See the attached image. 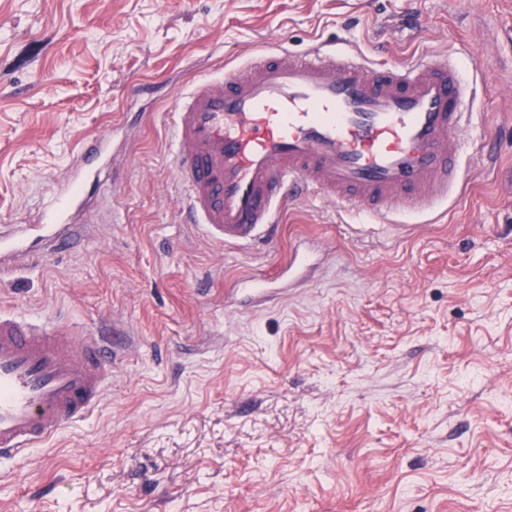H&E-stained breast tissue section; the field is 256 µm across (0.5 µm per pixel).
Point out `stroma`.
Listing matches in <instances>:
<instances>
[{"mask_svg":"<svg viewBox=\"0 0 512 512\" xmlns=\"http://www.w3.org/2000/svg\"><path fill=\"white\" fill-rule=\"evenodd\" d=\"M320 41L449 56L495 167L469 161L409 229L315 194L274 252L215 247L182 222L163 112L196 76ZM108 133L115 221L0 273V309L122 329L111 392L0 459V512H512V0H0V225ZM303 242L293 288L229 308Z\"/></svg>","mask_w":512,"mask_h":512,"instance_id":"1","label":"stroma"}]
</instances>
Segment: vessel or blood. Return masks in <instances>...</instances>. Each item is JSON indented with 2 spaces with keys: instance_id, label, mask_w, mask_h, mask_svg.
I'll list each match as a JSON object with an SVG mask.
<instances>
[{
  "instance_id": "vessel-or-blood-1",
  "label": "vessel or blood",
  "mask_w": 512,
  "mask_h": 512,
  "mask_svg": "<svg viewBox=\"0 0 512 512\" xmlns=\"http://www.w3.org/2000/svg\"><path fill=\"white\" fill-rule=\"evenodd\" d=\"M465 102L445 60L378 66L333 46L280 45L200 76L165 114L184 221L214 244L267 252L282 213L310 190L387 223L427 215L470 157ZM111 147L106 135L85 144L42 205V256L85 239L76 216L101 197ZM33 254L28 232H0V272ZM116 357L99 336L1 311L0 457H21L90 414Z\"/></svg>"
}]
</instances>
